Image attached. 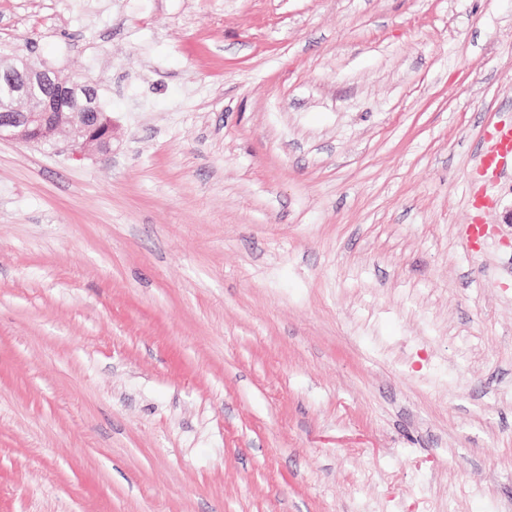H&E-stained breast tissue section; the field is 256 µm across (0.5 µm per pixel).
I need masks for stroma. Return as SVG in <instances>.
<instances>
[{
  "instance_id": "obj_1",
  "label": "stroma",
  "mask_w": 512,
  "mask_h": 512,
  "mask_svg": "<svg viewBox=\"0 0 512 512\" xmlns=\"http://www.w3.org/2000/svg\"><path fill=\"white\" fill-rule=\"evenodd\" d=\"M0 54L114 124L0 141V512H512V0H0ZM488 137L490 146L480 153L477 165L486 172L499 173L512 161V124L496 125Z\"/></svg>"
}]
</instances>
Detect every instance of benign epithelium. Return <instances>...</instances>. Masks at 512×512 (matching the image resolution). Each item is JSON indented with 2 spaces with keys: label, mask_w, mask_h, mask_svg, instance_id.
<instances>
[{
  "label": "benign epithelium",
  "mask_w": 512,
  "mask_h": 512,
  "mask_svg": "<svg viewBox=\"0 0 512 512\" xmlns=\"http://www.w3.org/2000/svg\"><path fill=\"white\" fill-rule=\"evenodd\" d=\"M0 140L66 144L73 155L111 152L112 119L99 111L91 85L65 81L44 64L0 56Z\"/></svg>",
  "instance_id": "obj_1"
}]
</instances>
